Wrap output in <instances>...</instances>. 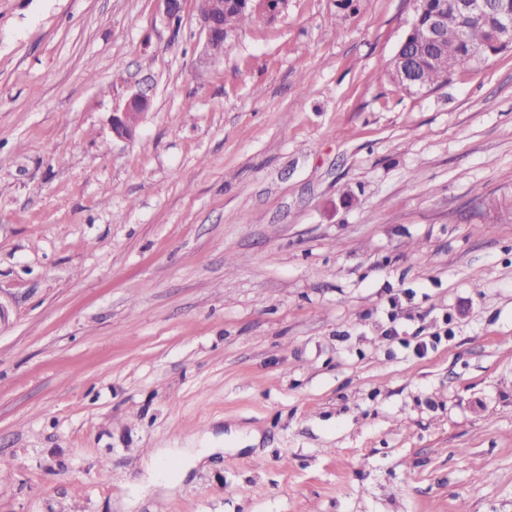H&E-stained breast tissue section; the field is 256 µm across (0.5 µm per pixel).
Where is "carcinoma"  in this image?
Here are the masks:
<instances>
[{"instance_id": "1", "label": "carcinoma", "mask_w": 512, "mask_h": 512, "mask_svg": "<svg viewBox=\"0 0 512 512\" xmlns=\"http://www.w3.org/2000/svg\"><path fill=\"white\" fill-rule=\"evenodd\" d=\"M456 0H422V16L410 36L414 73L426 89L448 82L457 67L477 64L511 48V42H502L498 35L495 12L481 17H468L460 12ZM252 4L247 0H224V31L235 32L249 22ZM439 13L448 35L443 46L426 45L422 28L431 15Z\"/></svg>"}]
</instances>
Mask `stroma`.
<instances>
[{
	"label": "stroma",
	"mask_w": 512,
	"mask_h": 512,
	"mask_svg": "<svg viewBox=\"0 0 512 512\" xmlns=\"http://www.w3.org/2000/svg\"><path fill=\"white\" fill-rule=\"evenodd\" d=\"M252 11L0 0V512H512V49ZM201 33L205 36L206 47L210 50L224 43V32H236L252 18V4L245 0H197ZM224 13V26L216 24L215 18ZM411 2L413 14L408 29L416 26L421 17L420 25L410 36L414 71L410 62L406 35L398 47L391 66L397 69L400 81L414 91L423 90L418 81L426 89L441 86L448 82L457 67L485 62L490 57L512 47V41L500 42L499 40L498 22L494 10L481 17H468L457 9L456 0H423L421 9L420 0H411ZM435 13L442 15L445 32L448 35L442 47H429L422 35L423 26ZM461 32L464 33V38H460ZM424 38L429 44H440L442 40L440 17L434 16L429 20ZM148 107V99L141 92L132 93L111 118L112 132L119 138H128L135 130ZM135 110L139 112H134Z\"/></svg>",
	"instance_id": "1"
}]
</instances>
